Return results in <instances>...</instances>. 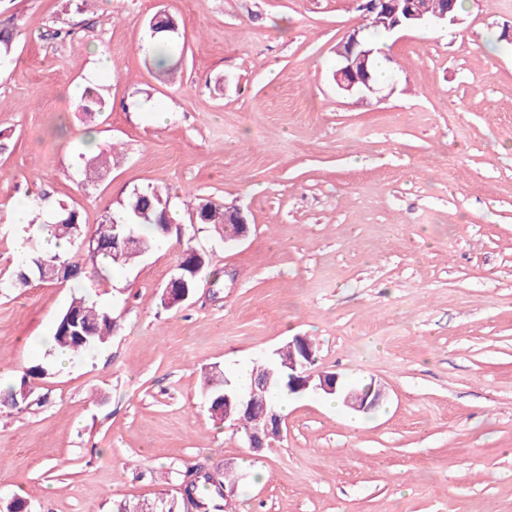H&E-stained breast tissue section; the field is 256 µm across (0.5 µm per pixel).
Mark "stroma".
Instances as JSON below:
<instances>
[{
	"label": "stroma",
	"instance_id": "1",
	"mask_svg": "<svg viewBox=\"0 0 512 512\" xmlns=\"http://www.w3.org/2000/svg\"><path fill=\"white\" fill-rule=\"evenodd\" d=\"M159 10L188 35L173 80L141 51ZM461 17L381 39L382 96L361 103L332 79L356 0H0L18 27L0 69V390L47 369L37 405L0 410V512H113L175 496L199 464L236 475L232 512H512V0ZM91 83L106 110L87 117ZM88 128L112 154L93 183ZM153 186L182 216L240 207L248 235L187 226L113 268L90 298L114 333L58 368L54 324L79 290L13 284L16 212L43 197L90 232ZM190 248L207 256L197 287L163 308ZM296 336L311 374L385 396L368 413L293 396L282 437L252 452L201 373L237 377Z\"/></svg>",
	"mask_w": 512,
	"mask_h": 512
}]
</instances>
